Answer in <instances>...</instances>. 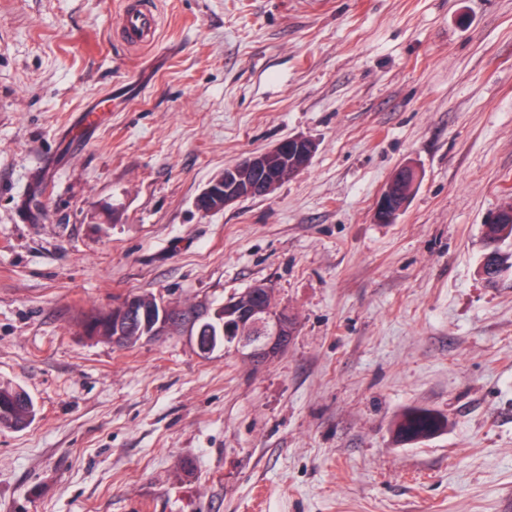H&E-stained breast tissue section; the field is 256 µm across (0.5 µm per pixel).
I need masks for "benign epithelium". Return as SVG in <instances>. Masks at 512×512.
<instances>
[{
	"label": "benign epithelium",
	"mask_w": 512,
	"mask_h": 512,
	"mask_svg": "<svg viewBox=\"0 0 512 512\" xmlns=\"http://www.w3.org/2000/svg\"><path fill=\"white\" fill-rule=\"evenodd\" d=\"M316 149V143L307 137L297 136L285 139L274 147L246 157L238 164L224 167L201 191L196 198L197 208L209 213L222 209L253 192L250 185L242 183L238 176L239 168L246 166L264 176L274 174L279 160L291 158L286 171L297 175L308 165ZM408 199L382 191L377 205V217L385 218L391 213L402 212ZM219 317L234 320L229 333L235 337L234 352L242 358L256 363L264 358L279 355L288 349V335L294 333L296 325L293 316L284 308L243 307L239 299L224 302V310L209 311V307L199 308V318ZM181 319L180 310L169 304L141 295H130L103 314V322L112 328V344H117L126 329L134 321L142 324L146 336H161L169 332L173 322Z\"/></svg>",
	"instance_id": "obj_1"
}]
</instances>
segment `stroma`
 <instances>
[{"mask_svg":"<svg viewBox=\"0 0 512 512\" xmlns=\"http://www.w3.org/2000/svg\"><path fill=\"white\" fill-rule=\"evenodd\" d=\"M126 2L0 0V382L37 407L0 429V512H512V240L478 273L512 201V0H154L143 48ZM292 136L305 171L196 208ZM260 282L297 318L260 366L84 332ZM410 410L441 429L400 437ZM125 40L133 46L152 45L157 39L158 21L154 10L125 6L120 19ZM315 149L316 143L312 139L297 136L285 139L271 149L252 154L238 164L226 166L197 196V208L204 213H209L249 197L253 192V188L242 183L240 180L238 176L240 165L246 166L256 173H262L263 176H267L274 174L275 166L280 159H288L290 155L293 157L290 165L288 162L285 171H288V174L291 172L295 176L307 167ZM254 186L257 187L256 185ZM278 186L274 187L271 191ZM257 190V192H253L251 197L262 196L271 192L262 193L260 187H257ZM407 202L408 198L392 194L388 189H384L376 205L377 217L383 219L391 213L399 214L405 209ZM512 204L499 208L484 224L487 246L512 240ZM503 256L495 246L483 256L480 265V274L484 280L494 282L502 272Z\"/></svg>","mask_w":512,"mask_h":512,"instance_id":"1","label":"stroma"}]
</instances>
